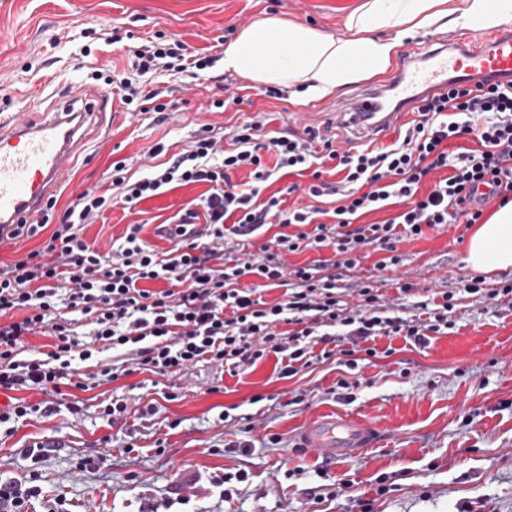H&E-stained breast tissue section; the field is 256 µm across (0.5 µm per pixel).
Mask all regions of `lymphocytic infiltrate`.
Here are the masks:
<instances>
[{
  "instance_id": "f902f5d3",
  "label": "lymphocytic infiltrate",
  "mask_w": 512,
  "mask_h": 512,
  "mask_svg": "<svg viewBox=\"0 0 512 512\" xmlns=\"http://www.w3.org/2000/svg\"><path fill=\"white\" fill-rule=\"evenodd\" d=\"M137 74L156 71L199 77L215 57L187 53L180 42L152 40L128 49ZM106 86L120 101L142 112H166L160 91L132 78L112 74ZM256 119L232 131L221 147L211 125H199L184 151L151 166L136 181L124 174L125 162L113 163L105 192L84 190L62 213L40 249L0 266V389H57L75 373L76 363H92L93 384L137 370L182 373L207 361L236 371L269 353L281 355L283 371L295 375L311 363L313 339L332 342L342 330L353 343L378 336H401L426 343L444 332L453 296L436 304L418 302L413 319L383 315L373 279L356 286L361 299L347 308L341 270L358 268L365 248L383 251L377 270L400 263L396 245L423 236L442 224H476L493 200L512 201V82L482 80L462 89L424 99L416 118L402 124L390 144L345 150L334 138L309 129L303 134L264 137ZM473 137L476 146L450 159L448 142ZM248 168L249 182H233L232 172ZM451 168L429 192L422 181L433 171ZM332 169L336 181L324 179ZM309 172L305 193L310 205L286 209L278 195L262 197L281 171ZM208 184L200 210L186 216L204 219L205 232L177 228L178 243L165 252L144 241L141 225H129L124 241L103 254L82 238L113 205L134 208L174 185ZM333 207H326V200ZM403 204L396 217L360 223L361 215L391 203ZM268 224L281 226L258 256H228L224 245L248 246ZM308 248L332 249L331 263L286 267L284 253ZM252 277L243 285L242 277ZM162 289H155V282ZM284 288L282 300L264 301L263 288ZM23 317L12 320L14 312ZM82 321L90 339L73 336ZM46 330L56 342L33 358L20 356L25 336ZM111 360H101L104 351Z\"/></svg>"
}]
</instances>
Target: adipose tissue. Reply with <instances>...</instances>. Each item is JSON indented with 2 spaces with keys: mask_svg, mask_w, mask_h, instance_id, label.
<instances>
[{
  "mask_svg": "<svg viewBox=\"0 0 512 512\" xmlns=\"http://www.w3.org/2000/svg\"><path fill=\"white\" fill-rule=\"evenodd\" d=\"M447 0H363L348 18L349 37L334 38L317 29L274 17L243 28L224 51V68L257 84H300L317 99L367 74L384 72L397 42L429 28L443 17L454 27L489 29L512 21V0H465L450 14ZM396 29L391 41L372 39L380 29ZM466 261L492 273L512 267V202L500 207L471 235Z\"/></svg>",
  "mask_w": 512,
  "mask_h": 512,
  "instance_id": "obj_1",
  "label": "adipose tissue"
}]
</instances>
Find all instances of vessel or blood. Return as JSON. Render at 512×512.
Returning <instances> with one entry per match:
<instances>
[{
	"label": "vessel or blood",
	"instance_id": "obj_1",
	"mask_svg": "<svg viewBox=\"0 0 512 512\" xmlns=\"http://www.w3.org/2000/svg\"><path fill=\"white\" fill-rule=\"evenodd\" d=\"M486 77L512 78V27L499 29L481 46L461 36L438 48L426 37L408 43L388 82L366 86L333 111L354 140L370 142L423 98L447 90L449 80L472 87ZM111 104L103 90L85 87L67 104L52 103L31 116L0 114V226L43 219L49 194L73 165L85 125ZM377 437L372 423L328 417L305 427L297 445L336 459L373 446Z\"/></svg>",
	"mask_w": 512,
	"mask_h": 512
}]
</instances>
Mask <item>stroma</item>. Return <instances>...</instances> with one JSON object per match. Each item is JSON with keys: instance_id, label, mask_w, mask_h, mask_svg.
I'll list each match as a JSON object with an SVG mask.
<instances>
[{"instance_id": "1", "label": "stroma", "mask_w": 512, "mask_h": 512, "mask_svg": "<svg viewBox=\"0 0 512 512\" xmlns=\"http://www.w3.org/2000/svg\"><path fill=\"white\" fill-rule=\"evenodd\" d=\"M363 0H0V108L30 112L53 89L90 85L99 68L129 71L125 43L105 31L155 34L181 41L189 52H222L248 24L294 20L335 37L346 35L348 15ZM387 74L365 76L317 100L299 93L267 97L265 86L225 72L199 78L165 71L146 75L147 88L169 91L166 117L131 112L122 104L101 113L73 170L54 192L66 207L87 189L110 185L112 162L140 176L147 155L163 158L186 148L197 125L227 133L256 113L271 115L273 132L303 133L311 126L344 147L347 133L329 110L336 100ZM225 111L210 110L214 99ZM207 186H178L139 202L115 205L85 225L84 240L100 253L120 245L129 225L159 251L172 241L158 231L169 217L198 203ZM466 238L456 225L398 243L396 270L377 273L383 254L366 249L353 276H377L383 311L412 318L417 301L434 292L454 295L452 325L418 346L401 336L371 341L376 356L343 364L339 354L315 359L283 376L275 354L247 370L200 363L185 373L134 372L84 391L76 378L58 392L0 390V409L16 400L52 401L37 413L0 426V477H36L40 496L29 512H512V305L465 292L474 272L464 261ZM414 283V295L399 293ZM347 388H339V381ZM124 400L129 416L102 417L101 402ZM344 414L378 426L375 447L326 461L297 449L303 427L324 415ZM46 447L32 457L33 443ZM244 471L245 482L220 498L216 477ZM389 490L378 494L379 478Z\"/></svg>"}]
</instances>
